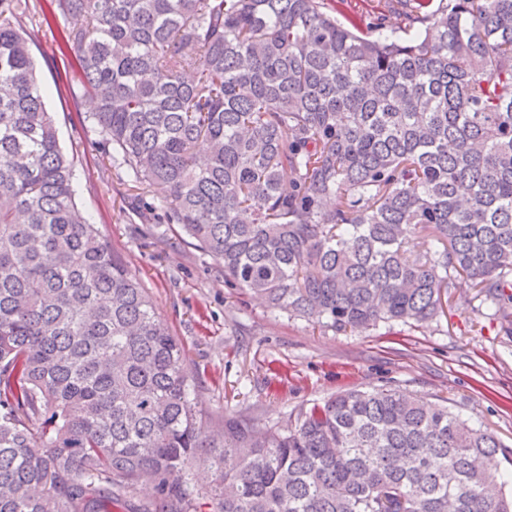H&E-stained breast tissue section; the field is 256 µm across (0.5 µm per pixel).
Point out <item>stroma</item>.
<instances>
[{
	"label": "stroma",
	"mask_w": 512,
	"mask_h": 512,
	"mask_svg": "<svg viewBox=\"0 0 512 512\" xmlns=\"http://www.w3.org/2000/svg\"><path fill=\"white\" fill-rule=\"evenodd\" d=\"M26 21L45 103L64 152L74 160L78 205L147 288L158 317L184 348L198 407L212 429L241 416L285 426L300 409L336 393L396 388L448 406L512 449V335L463 277L444 314L422 325L379 324L336 332L269 309L224 282L219 266L179 235L129 212V178L87 132L89 99L58 50V31Z\"/></svg>",
	"instance_id": "stroma-1"
}]
</instances>
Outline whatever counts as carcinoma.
Returning <instances> with one entry per match:
<instances>
[{
  "mask_svg": "<svg viewBox=\"0 0 512 512\" xmlns=\"http://www.w3.org/2000/svg\"><path fill=\"white\" fill-rule=\"evenodd\" d=\"M433 2L390 0L374 36L328 0H0V512H197L204 448L212 512H512V452L406 390L231 417L216 443L181 344L76 203L23 28L84 19L60 44L127 209L228 285L345 331L434 320L456 273L511 335L512 0Z\"/></svg>",
  "mask_w": 512,
  "mask_h": 512,
  "instance_id": "obj_1",
  "label": "carcinoma"
}]
</instances>
